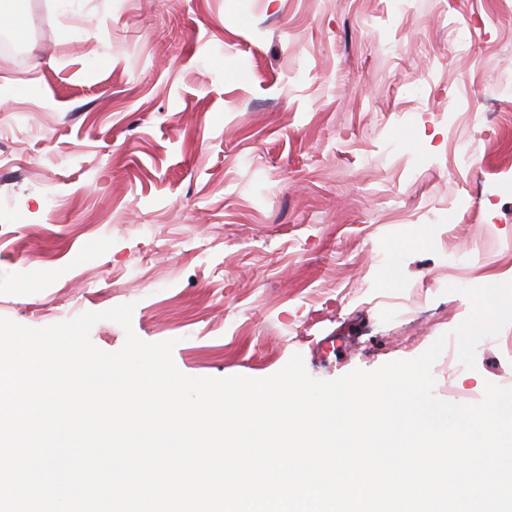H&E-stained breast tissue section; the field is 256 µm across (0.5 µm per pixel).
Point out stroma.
<instances>
[{"label": "stroma", "instance_id": "stroma-1", "mask_svg": "<svg viewBox=\"0 0 512 512\" xmlns=\"http://www.w3.org/2000/svg\"><path fill=\"white\" fill-rule=\"evenodd\" d=\"M0 317L134 306L191 377L421 355L512 282V0H12ZM434 393L512 387V324Z\"/></svg>", "mask_w": 512, "mask_h": 512}]
</instances>
